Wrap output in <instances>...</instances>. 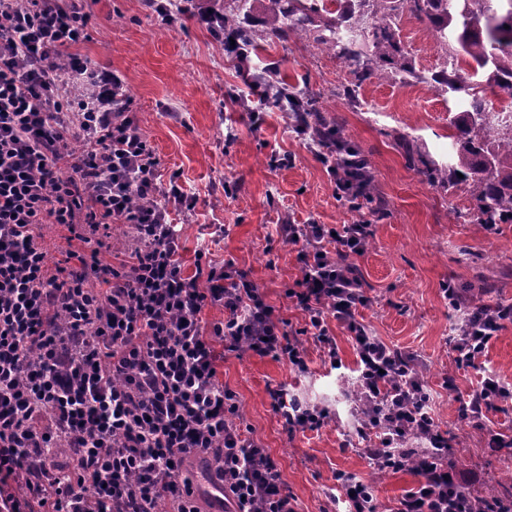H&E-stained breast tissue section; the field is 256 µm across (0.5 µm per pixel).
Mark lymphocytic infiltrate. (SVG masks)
Masks as SVG:
<instances>
[{"label": "lymphocytic infiltrate", "instance_id": "f902f5d3", "mask_svg": "<svg viewBox=\"0 0 512 512\" xmlns=\"http://www.w3.org/2000/svg\"><path fill=\"white\" fill-rule=\"evenodd\" d=\"M91 20L87 0H0V512H200L182 484L194 454L235 512H297L218 366L223 352L247 350L303 371L306 351L234 261L216 264L201 249L186 271L171 214L187 195L162 182L122 78L76 54ZM74 140L85 143L76 156ZM42 224L63 226L78 248L48 265ZM116 224L131 245L114 265L102 256ZM370 234L365 224L278 225L300 263L285 295L330 362L332 325L352 338L349 401L366 457L378 470L398 460L422 477L393 512H473L423 373L358 318L369 298L353 259ZM214 306L224 319L205 325ZM463 319L453 348L473 367L505 316L481 306ZM268 395L288 433L328 417L282 386ZM511 399L486 374L458 410L481 427Z\"/></svg>", "mask_w": 512, "mask_h": 512}]
</instances>
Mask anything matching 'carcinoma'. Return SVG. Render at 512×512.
Instances as JSON below:
<instances>
[{
	"label": "carcinoma",
	"instance_id": "cac0c4a2",
	"mask_svg": "<svg viewBox=\"0 0 512 512\" xmlns=\"http://www.w3.org/2000/svg\"><path fill=\"white\" fill-rule=\"evenodd\" d=\"M274 27L272 34L289 38L308 32L306 22L314 8L295 12L284 0H271ZM388 13L370 24L376 56L387 61L400 52L394 18L406 7L417 18H426L444 40L456 43L448 58V91L469 100V110L459 113L452 122L454 163L443 168L420 155L407 154V160L426 179L440 185L445 175L462 174L474 182V207L462 215L465 221L488 230L495 224L512 223V125L500 122L485 111L483 86L512 98V0H386ZM337 54L357 73H365L360 56L348 39L336 45ZM276 104L296 116V130L317 145H328L336 153V163L349 162L364 167L365 176L350 189L342 201L351 211L365 208L376 213L372 204L378 200L368 160L361 148L345 133L339 122L311 116L319 109L306 97L288 90V83L276 81L273 86Z\"/></svg>",
	"mask_w": 512,
	"mask_h": 512
}]
</instances>
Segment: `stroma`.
Instances as JSON below:
<instances>
[{
    "instance_id": "stroma-1",
    "label": "stroma",
    "mask_w": 512,
    "mask_h": 512,
    "mask_svg": "<svg viewBox=\"0 0 512 512\" xmlns=\"http://www.w3.org/2000/svg\"><path fill=\"white\" fill-rule=\"evenodd\" d=\"M91 9L93 32L78 54L123 78L163 177H176L195 200L193 209L172 214L181 226L185 266L193 265L203 245L215 261L234 260L292 333L303 329L305 316L284 291L299 277L300 264L296 247L278 243L276 224H369V245L354 259L370 298L359 315L373 335L414 355L433 416L448 434L450 456L476 479L473 492L505 498L512 454L492 448L486 429L463 420L454 396L471 393L486 371L512 384V320L503 321L489 342L482 370L460 365L453 338L461 313L445 289L482 280L488 287L480 304L511 306L512 224L476 231L463 220L474 204L472 182L430 184L400 147L406 140L426 159L451 162V122L468 102L432 81L448 65L447 42L402 11L396 21L401 61L419 75L405 84L397 77L357 78L315 41L340 15L377 20L383 14L379 0H327L312 15L311 35L289 41L272 35L267 0H249L242 20L257 40L245 68L190 15L162 19L146 0H93ZM271 71L314 99L362 147L382 201L379 213H356L337 201L317 147L293 130L279 108L254 117L240 107L239 97ZM275 154L287 156V164L273 165ZM335 334L340 367L325 363L307 336V372L270 356L235 352L225 354L219 377L236 393L254 437L277 460L299 512H346L348 504L334 488L340 470L374 482L377 508L389 512L417 487L418 477L409 470L378 474L360 449L347 446L352 417L344 392L356 376V353L346 331ZM278 384L327 409V422L288 435L268 396Z\"/></svg>"
}]
</instances>
